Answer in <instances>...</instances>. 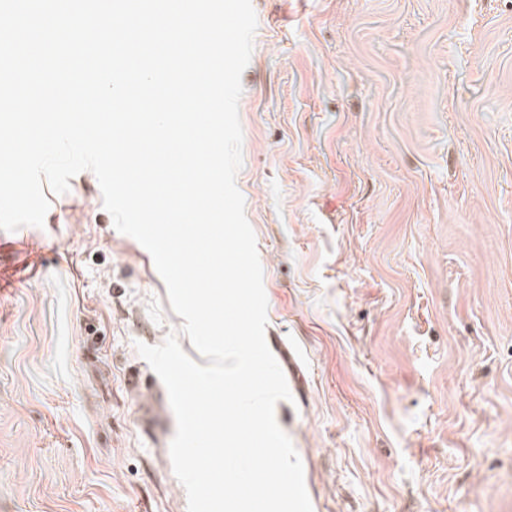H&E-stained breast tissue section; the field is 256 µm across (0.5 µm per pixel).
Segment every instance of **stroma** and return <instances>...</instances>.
Wrapping results in <instances>:
<instances>
[{
  "instance_id": "35a3bbf8",
  "label": "stroma",
  "mask_w": 512,
  "mask_h": 512,
  "mask_svg": "<svg viewBox=\"0 0 512 512\" xmlns=\"http://www.w3.org/2000/svg\"><path fill=\"white\" fill-rule=\"evenodd\" d=\"M236 184L313 512H512V0H252ZM0 230V512H187L182 335L96 176Z\"/></svg>"
}]
</instances>
